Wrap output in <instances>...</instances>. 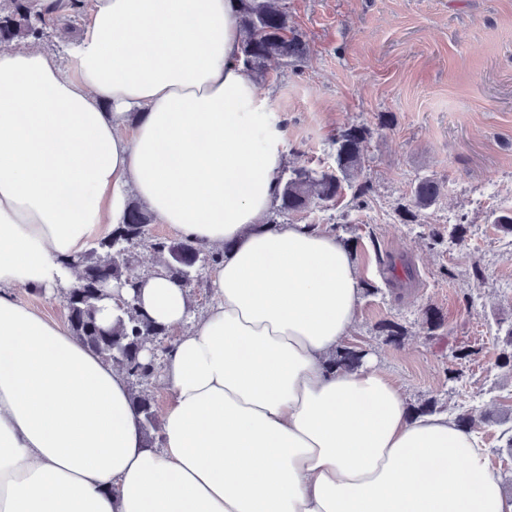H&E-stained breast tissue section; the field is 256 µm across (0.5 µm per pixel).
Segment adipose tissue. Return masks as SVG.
<instances>
[{
  "instance_id": "adipose-tissue-1",
  "label": "adipose tissue",
  "mask_w": 512,
  "mask_h": 512,
  "mask_svg": "<svg viewBox=\"0 0 512 512\" xmlns=\"http://www.w3.org/2000/svg\"><path fill=\"white\" fill-rule=\"evenodd\" d=\"M238 9L94 0L67 73L0 48V512H512L477 432L375 363L330 368L361 272L333 232L266 221L285 157ZM134 198L226 250L194 320L163 265L136 279L177 333L156 448L126 374L15 296L75 287Z\"/></svg>"
}]
</instances>
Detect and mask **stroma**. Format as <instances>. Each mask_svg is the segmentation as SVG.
Returning a JSON list of instances; mask_svg holds the SVG:
<instances>
[{
    "label": "stroma",
    "mask_w": 512,
    "mask_h": 512,
    "mask_svg": "<svg viewBox=\"0 0 512 512\" xmlns=\"http://www.w3.org/2000/svg\"><path fill=\"white\" fill-rule=\"evenodd\" d=\"M284 2L307 59L269 62L252 78L271 99L286 164L334 166L336 129L370 132L353 184L285 221L341 226L374 287L348 345L377 357L408 404L481 412L486 465L503 478L512 374L500 366L498 322L512 317V236L494 218L512 209V0ZM423 177L442 193L409 224L401 213ZM428 307L443 322L433 332ZM388 322L401 326L398 342L380 332ZM463 346L471 356L454 358Z\"/></svg>",
    "instance_id": "obj_1"
}]
</instances>
